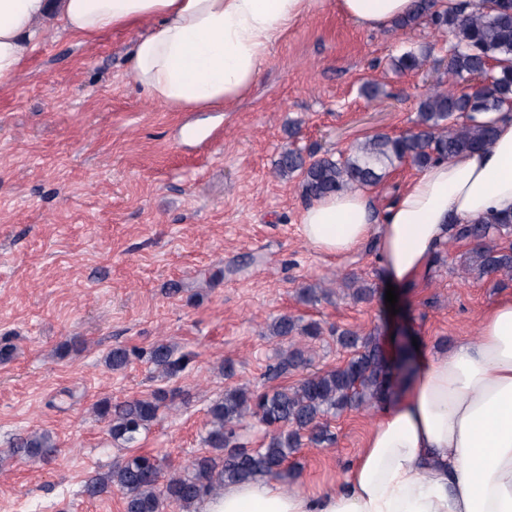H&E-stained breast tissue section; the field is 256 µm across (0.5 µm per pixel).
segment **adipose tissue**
<instances>
[{
  "label": "adipose tissue",
  "instance_id": "1",
  "mask_svg": "<svg viewBox=\"0 0 512 512\" xmlns=\"http://www.w3.org/2000/svg\"><path fill=\"white\" fill-rule=\"evenodd\" d=\"M318 2L0 0V89L24 68L52 17L86 40L142 28L130 61L148 98L171 112L219 110L251 89L271 45ZM412 4L338 0L344 16L370 29ZM494 118L492 145L423 169L384 213L361 190L306 203L299 218L306 245L342 257L376 239L385 277L416 282L452 225L512 216V112ZM197 512H512V297L482 313L475 335L419 352L407 392L381 403L337 487L229 484Z\"/></svg>",
  "mask_w": 512,
  "mask_h": 512
}]
</instances>
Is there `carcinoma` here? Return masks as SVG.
Returning a JSON list of instances; mask_svg holds the SVG:
<instances>
[{
    "instance_id": "cac0c4a2",
    "label": "carcinoma",
    "mask_w": 512,
    "mask_h": 512,
    "mask_svg": "<svg viewBox=\"0 0 512 512\" xmlns=\"http://www.w3.org/2000/svg\"><path fill=\"white\" fill-rule=\"evenodd\" d=\"M421 24L448 34V83H439L418 101L413 126L404 134L376 133L346 152L319 156L288 145L276 161L277 173L299 178L306 200L352 189L377 185L386 169L408 163L422 170L437 161L490 144L495 135L491 120L479 121L478 114L497 112L512 103V0H469L462 6L441 10L437 0H415L413 10L393 23L396 29ZM431 49L408 51L394 59L400 72L420 69ZM479 81L483 87L468 93L465 86ZM512 234V218L490 217L474 224L454 225V236L475 245L469 271L480 277L512 273V244H489L491 237ZM321 329L315 322L304 326L291 315L280 316L273 335L288 343L300 333L314 338ZM338 343L351 352L341 366L306 374L294 386L266 391L244 387L224 391V397L208 408L210 427L203 438L209 451L194 459L183 472L163 478L164 458L133 453L117 459L112 469L85 483L84 493L101 497L118 489L123 494L124 512H194V504L228 484L257 478L284 479L287 464L306 443L327 447L335 443L328 418L348 410L373 406L394 392L396 382L414 371L415 354L409 348L397 357L387 355L376 335L361 336L344 330ZM133 352L116 346L105 358L113 371L125 368ZM148 361L158 376L173 377L183 372L190 354H177L167 343H157ZM307 364L302 349L286 348L269 366L267 376L277 379ZM175 392L158 390L149 398L114 402L103 399L96 415L106 421L112 439L130 448L138 435L158 416ZM254 418L267 430L262 448H251L239 434L246 418ZM57 444L48 431L31 432L14 438L10 456L20 461L49 462Z\"/></svg>"
}]
</instances>
